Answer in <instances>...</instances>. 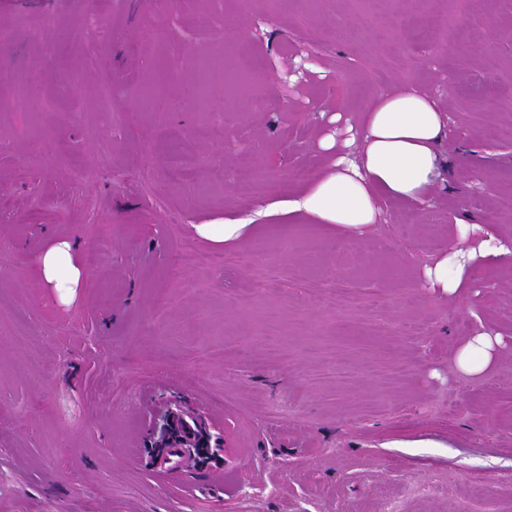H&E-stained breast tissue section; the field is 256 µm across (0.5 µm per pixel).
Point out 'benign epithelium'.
I'll return each instance as SVG.
<instances>
[{
    "instance_id": "obj_1",
    "label": "benign epithelium",
    "mask_w": 512,
    "mask_h": 512,
    "mask_svg": "<svg viewBox=\"0 0 512 512\" xmlns=\"http://www.w3.org/2000/svg\"><path fill=\"white\" fill-rule=\"evenodd\" d=\"M175 448L196 468L205 469L224 452V431L214 432L203 414L182 402H168L152 416L145 452L161 468L169 465Z\"/></svg>"
}]
</instances>
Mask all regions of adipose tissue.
I'll return each mask as SVG.
<instances>
[{
    "label": "adipose tissue",
    "instance_id": "adipose-tissue-1",
    "mask_svg": "<svg viewBox=\"0 0 512 512\" xmlns=\"http://www.w3.org/2000/svg\"><path fill=\"white\" fill-rule=\"evenodd\" d=\"M345 124V136L327 134L318 142L322 170L301 192L265 209L268 218L306 216L317 223L360 235L376 224L380 202L393 199L424 202L443 180L444 165L437 145L445 133V118L436 102L404 87L380 96L360 124L346 123L342 113L331 116ZM76 242L64 239L40 258L47 286L74 291L87 274L73 262ZM512 253V245L495 236L477 246L456 250L435 260L425 271L428 288L452 294L476 260L491 262ZM500 337L482 333L460 351L457 364L467 374L487 370Z\"/></svg>",
    "mask_w": 512,
    "mask_h": 512
}]
</instances>
